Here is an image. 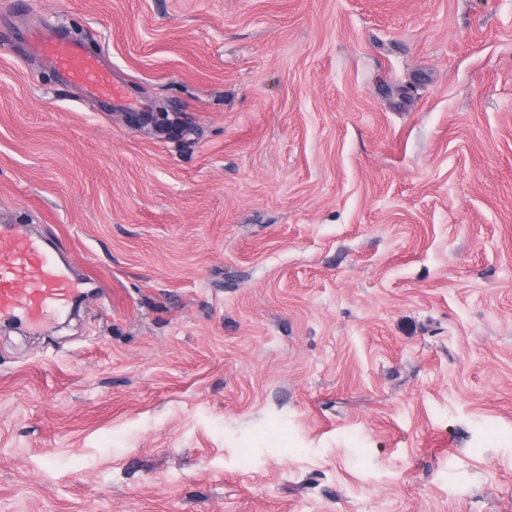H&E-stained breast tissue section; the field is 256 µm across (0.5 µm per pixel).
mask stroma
<instances>
[{
  "instance_id": "obj_1",
  "label": "stroma",
  "mask_w": 512,
  "mask_h": 512,
  "mask_svg": "<svg viewBox=\"0 0 512 512\" xmlns=\"http://www.w3.org/2000/svg\"><path fill=\"white\" fill-rule=\"evenodd\" d=\"M3 220L0 512H512V0H0ZM29 40L32 51L48 60L68 84L81 88L91 97L112 100L123 97L122 87L112 80V71L78 40L62 35L54 26L33 31ZM129 122L139 128L152 127L163 132L173 126L174 121L169 118L168 112H129ZM85 284L53 257L47 240L23 225L0 224V323L38 326L61 314Z\"/></svg>"
}]
</instances>
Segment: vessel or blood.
I'll use <instances>...</instances> for the list:
<instances>
[{"label": "vessel or blood", "instance_id": "1", "mask_svg": "<svg viewBox=\"0 0 512 512\" xmlns=\"http://www.w3.org/2000/svg\"><path fill=\"white\" fill-rule=\"evenodd\" d=\"M33 52L48 60L68 84L88 96L113 100L123 89L112 72L84 45L48 26L29 36ZM84 281L53 257L47 240L19 224H0V323L37 326L67 310Z\"/></svg>", "mask_w": 512, "mask_h": 512}]
</instances>
